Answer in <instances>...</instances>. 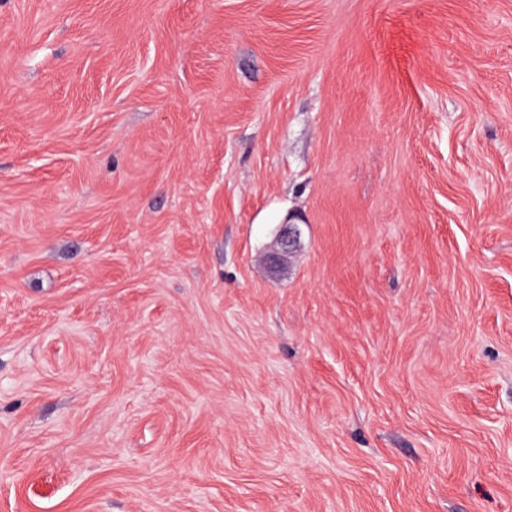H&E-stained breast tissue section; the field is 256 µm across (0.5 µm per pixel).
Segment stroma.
I'll return each instance as SVG.
<instances>
[{
    "mask_svg": "<svg viewBox=\"0 0 512 512\" xmlns=\"http://www.w3.org/2000/svg\"><path fill=\"white\" fill-rule=\"evenodd\" d=\"M0 512H512V0H0ZM284 219L277 231L275 244L266 255V264L274 273L280 272L288 265V259L300 245L299 224H301V219L290 214L288 218Z\"/></svg>",
    "mask_w": 512,
    "mask_h": 512,
    "instance_id": "35a3bbf8",
    "label": "stroma"
}]
</instances>
